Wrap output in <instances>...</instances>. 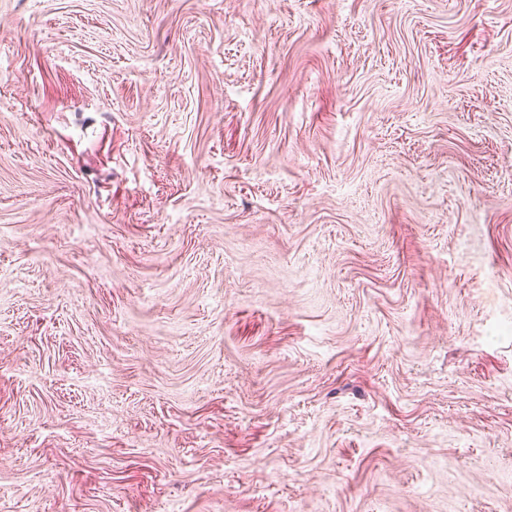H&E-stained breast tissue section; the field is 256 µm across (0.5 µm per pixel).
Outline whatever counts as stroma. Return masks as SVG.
I'll use <instances>...</instances> for the list:
<instances>
[{"instance_id":"stroma-1","label":"stroma","mask_w":512,"mask_h":512,"mask_svg":"<svg viewBox=\"0 0 512 512\" xmlns=\"http://www.w3.org/2000/svg\"><path fill=\"white\" fill-rule=\"evenodd\" d=\"M0 512H512V0H0Z\"/></svg>"}]
</instances>
